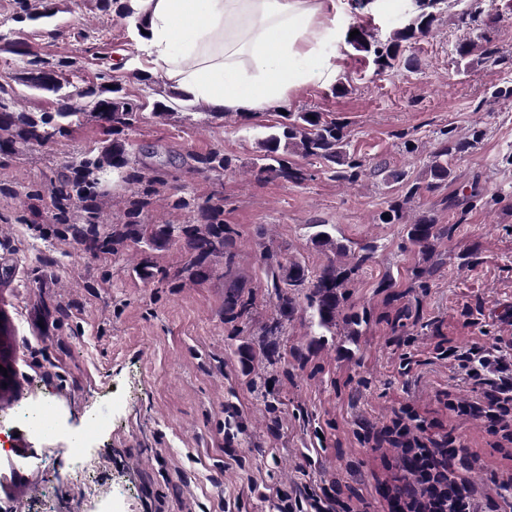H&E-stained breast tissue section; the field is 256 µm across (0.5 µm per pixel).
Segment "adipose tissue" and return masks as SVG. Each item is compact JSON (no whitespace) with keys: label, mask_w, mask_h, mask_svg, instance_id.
Listing matches in <instances>:
<instances>
[{"label":"adipose tissue","mask_w":512,"mask_h":512,"mask_svg":"<svg viewBox=\"0 0 512 512\" xmlns=\"http://www.w3.org/2000/svg\"><path fill=\"white\" fill-rule=\"evenodd\" d=\"M147 61L213 111L244 116L286 103L339 72L345 0H130Z\"/></svg>","instance_id":"1"}]
</instances>
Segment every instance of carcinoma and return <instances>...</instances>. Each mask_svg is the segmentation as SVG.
<instances>
[{"label": "carcinoma", "instance_id": "cac0c4a2", "mask_svg": "<svg viewBox=\"0 0 512 512\" xmlns=\"http://www.w3.org/2000/svg\"><path fill=\"white\" fill-rule=\"evenodd\" d=\"M446 0H415L414 9L408 12L405 24L394 30L389 38L382 42L368 28L354 25L351 30L359 31V35L347 40V43L357 52H363L374 57L377 71L383 72L398 65L406 69L413 67V59L403 56V48L412 41L432 32L440 21L443 4ZM15 21L37 20L52 16L47 0H17ZM478 45L471 41H462L456 46L458 62L464 64V70L472 66L470 57ZM12 52L23 58L28 67L27 83L29 86L61 94V99L68 100L73 96L86 100L84 111L92 112L99 118L112 125V145L98 156L86 154L73 165L72 178L62 182L53 192L56 198H72L88 201L93 198V182L89 173L94 169L108 167L126 178L139 181L142 176L131 167L130 152L125 132L131 129L141 117L145 105L139 101L120 95L118 87L108 88V84H92L74 87L72 91H64L63 75L71 69L75 62L62 58L57 64L51 65L43 59L30 54L23 44H12ZM74 115L67 106L61 105L54 112H45L40 120L35 121L18 112L15 102L6 101L0 96V154L13 153L18 145L39 142L53 137L61 132L62 126L56 119H65ZM477 142L459 139L451 144H443L434 151L426 165V177L430 179L427 188L434 189L448 182L452 169L448 157L460 154ZM344 135L342 127L334 121L322 119L316 111L288 114V122L281 124L276 130L267 134L259 144V154L256 155L253 171L260 179L282 178L284 180L301 181L305 173L290 165L287 159L288 151L298 150L304 156L320 159L333 164L345 165L350 170L348 179L358 176L363 162L352 159L343 151ZM420 186L413 185L402 200L391 202L386 210L389 218L385 224H404L407 228L408 242L422 253L434 251L435 242L441 235L434 217L423 213L408 223L405 219V205L419 193ZM233 229L228 224H206L194 229L191 242L198 252V258L204 259L211 255L224 253V248L231 238ZM313 244L318 246L336 245L342 253L350 251V247L335 244L332 232L327 225H319V230L311 236ZM277 271L273 272V287H278L282 280L290 288L305 290V311L309 314L310 323L321 330L318 341H324V333L333 332L336 328L337 316H343V322L357 333L359 327L368 322V312H357L348 305L346 293L347 273L336 263L330 262L314 274L298 262L283 265L276 262ZM278 318L273 323L272 330L279 329L281 321L290 318L295 311V298L290 294L279 291L276 294Z\"/></svg>", "mask_w": 512, "mask_h": 512}]
</instances>
